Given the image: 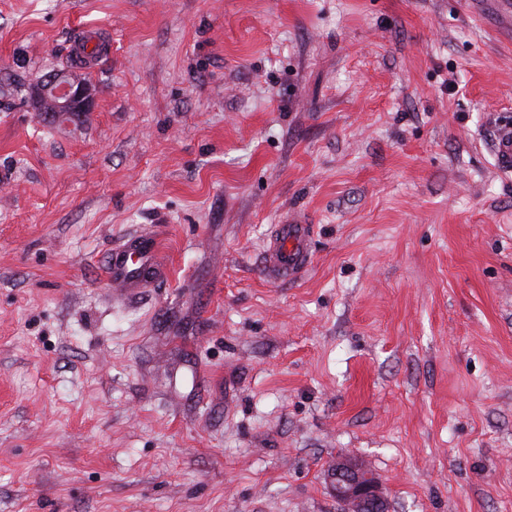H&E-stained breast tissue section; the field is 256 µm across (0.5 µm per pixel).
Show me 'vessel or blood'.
Masks as SVG:
<instances>
[{
	"label": "vessel or blood",
	"instance_id": "b4317fda",
	"mask_svg": "<svg viewBox=\"0 0 512 512\" xmlns=\"http://www.w3.org/2000/svg\"><path fill=\"white\" fill-rule=\"evenodd\" d=\"M492 144L498 168L511 173L512 124H496ZM310 236L311 227L306 221L289 219L277 225L263 256V264L268 272L288 280L304 272L310 263ZM162 243L161 236L153 232L122 239L105 261L108 282L133 295L141 288L165 280L169 271L161 259Z\"/></svg>",
	"mask_w": 512,
	"mask_h": 512
}]
</instances>
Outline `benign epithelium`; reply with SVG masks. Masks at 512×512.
I'll use <instances>...</instances> for the list:
<instances>
[{"mask_svg": "<svg viewBox=\"0 0 512 512\" xmlns=\"http://www.w3.org/2000/svg\"><path fill=\"white\" fill-rule=\"evenodd\" d=\"M32 105L38 112L49 108L56 116L67 118L92 111L94 90L71 74L60 71L39 79L31 94ZM331 495L340 504L341 512H376L375 505L386 501L376 478L367 470H357L336 460L326 473Z\"/></svg>", "mask_w": 512, "mask_h": 512, "instance_id": "7a95c632", "label": "benign epithelium"}]
</instances>
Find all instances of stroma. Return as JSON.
Here are the masks:
<instances>
[{
  "label": "stroma",
  "mask_w": 512,
  "mask_h": 512,
  "mask_svg": "<svg viewBox=\"0 0 512 512\" xmlns=\"http://www.w3.org/2000/svg\"><path fill=\"white\" fill-rule=\"evenodd\" d=\"M57 71L92 112L34 111ZM509 119L506 0H0V512H339L343 455L389 512H512ZM493 152L500 170L512 172V126L508 122L498 123L493 130ZM310 224L305 220L289 218L278 224L270 246L263 256L268 272L281 279H293L306 270L310 263L308 240ZM163 239L150 232L131 235L112 248L105 261L107 281L129 295L161 282L169 271L161 259Z\"/></svg>",
  "instance_id": "obj_1"
}]
</instances>
